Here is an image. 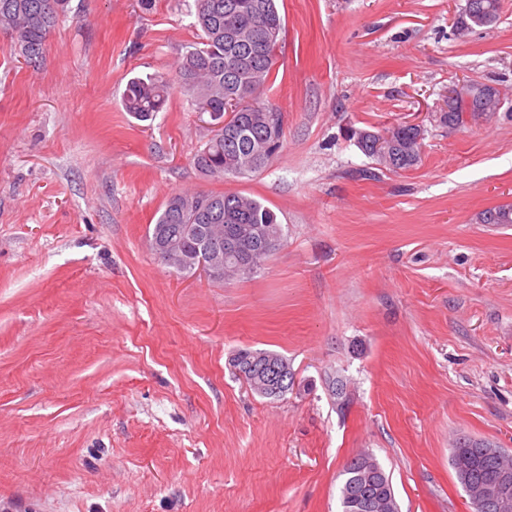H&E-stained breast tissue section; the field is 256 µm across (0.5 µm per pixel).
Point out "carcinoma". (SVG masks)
Here are the masks:
<instances>
[{"label": "carcinoma", "instance_id": "1", "mask_svg": "<svg viewBox=\"0 0 512 512\" xmlns=\"http://www.w3.org/2000/svg\"><path fill=\"white\" fill-rule=\"evenodd\" d=\"M193 26L200 31L199 42L186 51L178 67L182 88L205 112L224 117V132L209 138L198 150L193 164L205 176L227 178L255 173L263 168L282 148L283 130L268 132L267 121L274 108L260 100L261 92L276 72L277 49L285 31L278 0H195ZM482 12L486 24L498 19L499 0H473ZM68 0H0V32L16 39L18 52L28 64L41 61L43 45L60 12L66 11ZM232 26L235 38L225 39V29ZM169 80L161 75L134 77L126 85L123 106L135 119L145 122L161 111L169 95ZM500 102L498 94L486 83H473L455 100L454 111L444 112L441 122L450 128L464 124L466 113H495ZM387 138L393 144L390 154H380L376 143ZM413 128L406 124L393 126L384 134L368 133L359 143L361 150L392 171H407L415 167L421 156L422 144L415 141ZM484 224H512V205H502L482 213ZM219 224L225 235L233 234L246 240L251 266H240L239 255L224 251V240L215 241L210 252H224L219 281L229 282L256 273L282 243L283 227L276 213L255 198L238 194L183 192L171 195L152 233L160 237L176 235L181 247L189 254L196 252L200 226ZM266 238L268 249L256 252L252 237ZM276 361L275 367L285 371V390L271 397L265 392L264 378L256 371L246 374L244 381L263 398L279 399L294 386V373L283 356L266 351L243 349L231 359L232 366L257 365ZM471 459L468 476L456 475L462 487L488 482L498 469L512 465L509 458L486 455L477 446L464 449ZM359 458L369 462V468L380 471L382 478L366 491L384 502L377 512H398V504L389 473L371 454ZM341 512H355L350 502L361 488L359 473L353 461L341 471Z\"/></svg>", "mask_w": 512, "mask_h": 512}]
</instances>
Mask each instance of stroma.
Returning <instances> with one entry per match:
<instances>
[{
  "label": "stroma",
  "instance_id": "stroma-1",
  "mask_svg": "<svg viewBox=\"0 0 512 512\" xmlns=\"http://www.w3.org/2000/svg\"><path fill=\"white\" fill-rule=\"evenodd\" d=\"M500 4L461 37L466 0H278L283 147L226 179L195 169L210 132L181 89L145 123L121 103L176 77L194 0H70L35 67L0 32V512H340L364 452L400 512H475L453 449L512 453V224L480 221L512 205ZM466 83L502 108L448 128ZM406 122L405 172L351 136ZM184 191L255 198L285 240L244 279L179 274L148 230ZM240 349L286 357L293 389L253 393Z\"/></svg>",
  "mask_w": 512,
  "mask_h": 512
}]
</instances>
